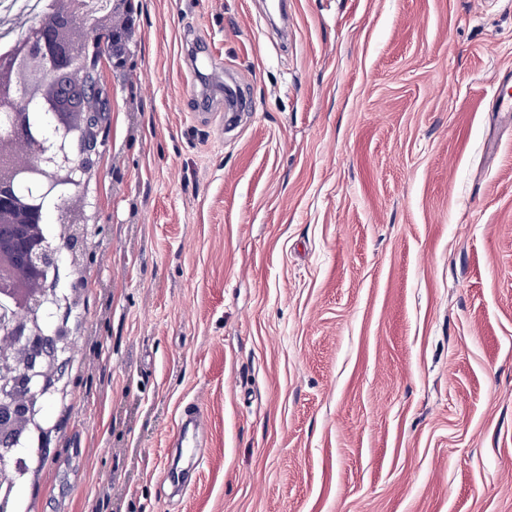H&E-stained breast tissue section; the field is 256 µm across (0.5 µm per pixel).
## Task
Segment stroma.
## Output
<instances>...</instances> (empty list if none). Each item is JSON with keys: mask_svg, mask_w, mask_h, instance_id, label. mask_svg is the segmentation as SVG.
<instances>
[{"mask_svg": "<svg viewBox=\"0 0 512 512\" xmlns=\"http://www.w3.org/2000/svg\"><path fill=\"white\" fill-rule=\"evenodd\" d=\"M132 7L10 512H512V0Z\"/></svg>", "mask_w": 512, "mask_h": 512, "instance_id": "35a3bbf8", "label": "stroma"}]
</instances>
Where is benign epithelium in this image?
I'll return each instance as SVG.
<instances>
[{
  "mask_svg": "<svg viewBox=\"0 0 512 512\" xmlns=\"http://www.w3.org/2000/svg\"><path fill=\"white\" fill-rule=\"evenodd\" d=\"M118 0H52L51 11L27 27L18 44L0 53V335L24 359L0 347V468L17 461L20 439L42 428V413L64 379L67 322L52 318L53 281L60 265L81 262L83 210L69 206L70 189L91 175L105 146L97 116L100 83L85 81L81 108L69 112L56 97L73 71H99L104 55L120 64L121 36L101 24ZM84 26L87 38L69 41L68 29ZM17 140L32 148L16 161ZM60 226L57 243L48 223Z\"/></svg>",
  "mask_w": 512,
  "mask_h": 512,
  "instance_id": "benign-epithelium-1",
  "label": "benign epithelium"
}]
</instances>
